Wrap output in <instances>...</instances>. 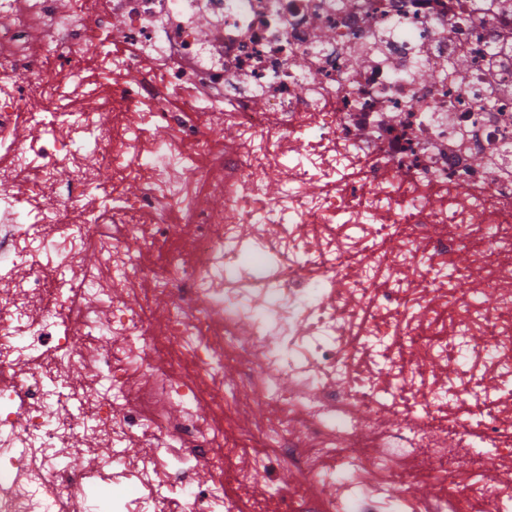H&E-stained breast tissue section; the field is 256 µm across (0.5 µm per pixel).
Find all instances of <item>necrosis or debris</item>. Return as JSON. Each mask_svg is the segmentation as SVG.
Instances as JSON below:
<instances>
[{"label":"necrosis or debris","mask_w":512,"mask_h":512,"mask_svg":"<svg viewBox=\"0 0 512 512\" xmlns=\"http://www.w3.org/2000/svg\"><path fill=\"white\" fill-rule=\"evenodd\" d=\"M110 30L121 55L100 45ZM88 42L100 45L91 58L82 52ZM463 54L471 65L462 74L454 62ZM51 59L64 80L81 84L92 68L112 91L89 93L91 111L71 119L51 113L57 135L44 143L22 133L21 104L35 91L13 79ZM159 68L166 81L156 79ZM422 70L433 80L418 81ZM186 84L195 98L170 108ZM103 112L110 125L100 124ZM223 124L237 140H219ZM155 126L174 138H149L147 159L136 162L130 129ZM0 145V182L17 186L14 207L50 186L57 197L51 225L0 226V266L9 265L27 299L23 308L0 302V371L10 373L0 380V512H36L39 495L65 500L64 512H135L136 487L93 483L81 456L61 470L10 448L19 427L41 447H70L39 403L43 380L64 370L76 375L73 394L98 431L151 448L149 461L183 512H232L216 486L229 470L248 479L241 443L260 448L270 470L294 469L306 492L289 501L291 512H336L335 501L314 494L336 480L322 469V452L367 467L383 462L400 499L430 480L454 502L512 512V487L495 469L512 460V403L487 401L478 375L448 348L459 327L490 336L488 373L512 378V0H86L78 14L60 0H0ZM258 145L297 187L290 223L255 219L269 208L253 163ZM84 150L128 183L120 206L89 202L92 183L73 169ZM301 156L326 175L313 201L301 188ZM344 160L358 165L355 179L336 177ZM198 180L217 182L223 212L198 207ZM371 213L376 245L353 242L348 226ZM247 234L272 266L262 295L288 296L278 336L264 307L241 300L236 268L224 265ZM34 236L69 260L91 244L119 255L129 285L141 289L139 306L108 285L97 291L95 318L78 304L83 283L45 267L19 270L15 250ZM129 238L147 249L165 244L159 275L125 252ZM411 241L475 280L472 296L448 294L434 269L406 259ZM358 267L390 269L404 285L369 278L351 291ZM159 296L169 300L161 319ZM371 336L388 349L374 353ZM284 345L298 360L284 361ZM139 369L158 373L156 391L133 390ZM232 373L268 410L247 429L238 423L250 420L249 402L224 387ZM284 373L286 391L277 384ZM107 379L126 393L123 403L104 389ZM444 386L449 402L430 400ZM204 395L211 425L195 412ZM174 402L183 408L177 418ZM385 411L407 429L411 465L400 472L381 459ZM447 434L460 448L478 439L494 449L493 460H472L478 480H460L452 450L439 445ZM200 467L211 485L197 482Z\"/></svg>","instance_id":"4bbe7bcc"}]
</instances>
